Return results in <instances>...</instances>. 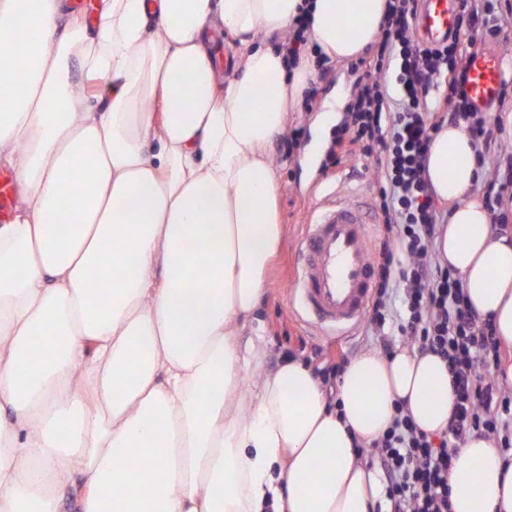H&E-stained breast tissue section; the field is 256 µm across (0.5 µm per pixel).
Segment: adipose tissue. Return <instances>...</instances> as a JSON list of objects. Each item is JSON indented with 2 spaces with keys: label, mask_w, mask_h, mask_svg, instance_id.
I'll return each instance as SVG.
<instances>
[{
  "label": "adipose tissue",
  "mask_w": 512,
  "mask_h": 512,
  "mask_svg": "<svg viewBox=\"0 0 512 512\" xmlns=\"http://www.w3.org/2000/svg\"><path fill=\"white\" fill-rule=\"evenodd\" d=\"M387 9L98 0L89 24L67 0H0V166L21 183L0 224V512H58L79 482V512H369L381 486L358 450L395 402L447 427L434 354L362 352L331 409L302 363L265 370L262 336L240 338L281 243L272 147L313 74L256 40L306 12L311 46L352 59ZM426 177L450 205L440 262L512 345V240L472 193L464 125L434 137ZM452 481L451 512H512V462L487 439Z\"/></svg>",
  "instance_id": "obj_1"
}]
</instances>
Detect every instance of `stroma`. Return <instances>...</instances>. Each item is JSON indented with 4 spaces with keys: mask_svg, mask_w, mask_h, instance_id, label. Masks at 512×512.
I'll return each mask as SVG.
<instances>
[{
    "mask_svg": "<svg viewBox=\"0 0 512 512\" xmlns=\"http://www.w3.org/2000/svg\"><path fill=\"white\" fill-rule=\"evenodd\" d=\"M314 73L318 96L313 107L301 105L288 115V129L302 132L299 146L290 154L278 149L272 152L279 181L282 239L265 276L251 326L242 333L246 339L255 333L263 336V367L267 370L288 359L306 361L316 350L321 352L322 362L331 365L338 355L353 358L380 348L379 341L362 330L346 343L333 344L309 326L304 313L292 312L289 304L298 240L316 198L338 188L354 192L358 200L370 207L377 189V167L373 159L352 155L338 166L329 164L356 85L362 78L361 72L353 70L350 61L333 60L327 66H315Z\"/></svg>",
    "mask_w": 512,
    "mask_h": 512,
    "instance_id": "stroma-1",
    "label": "stroma"
}]
</instances>
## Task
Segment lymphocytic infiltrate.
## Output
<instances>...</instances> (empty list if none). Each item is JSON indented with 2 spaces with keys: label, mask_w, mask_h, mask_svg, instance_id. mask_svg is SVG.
I'll list each match as a JSON object with an SVG mask.
<instances>
[{
  "label": "lymphocytic infiltrate",
  "mask_w": 512,
  "mask_h": 512,
  "mask_svg": "<svg viewBox=\"0 0 512 512\" xmlns=\"http://www.w3.org/2000/svg\"><path fill=\"white\" fill-rule=\"evenodd\" d=\"M418 7V0H390L375 53L357 62L367 80L358 86L330 163L356 153L375 157L383 230L374 242L376 291L366 322L385 354L393 352L385 333L390 327L419 353L445 360L453 400L448 426L436 436L418 430L404 405L396 404L393 423L372 442L368 462L382 480L388 512H450L452 460L470 437L492 440L512 457V386L496 376L507 355L491 319L469 307L461 279L438 259L443 225L425 161L445 125L465 123L491 225L505 232L512 229V153L496 151L494 126L467 97L466 73L455 59L457 35L441 46L416 39ZM457 25L468 29L473 53L503 31L493 0H462ZM394 61L400 69L395 98L380 79ZM435 87L446 95L432 104Z\"/></svg>",
  "instance_id": "lymphocytic-infiltrate-1"
}]
</instances>
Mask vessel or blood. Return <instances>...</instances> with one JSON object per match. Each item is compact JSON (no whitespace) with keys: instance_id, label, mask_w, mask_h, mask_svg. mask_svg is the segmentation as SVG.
<instances>
[{"instance_id":"1","label":"vessel or blood","mask_w":512,"mask_h":512,"mask_svg":"<svg viewBox=\"0 0 512 512\" xmlns=\"http://www.w3.org/2000/svg\"><path fill=\"white\" fill-rule=\"evenodd\" d=\"M458 0H423L414 26L424 44L446 41L455 28ZM467 94L481 112L496 100L500 58L487 51L467 58ZM18 181L0 171V223H8L16 204ZM370 218L348 195L331 196L314 209L301 237V262L293 274L290 302L312 317L324 335H351L363 321L373 289L368 248Z\"/></svg>"}]
</instances>
